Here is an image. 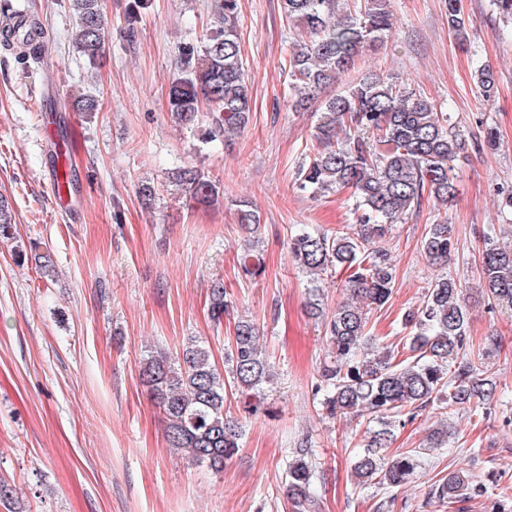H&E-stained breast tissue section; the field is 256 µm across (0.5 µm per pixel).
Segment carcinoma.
<instances>
[{
	"mask_svg": "<svg viewBox=\"0 0 512 512\" xmlns=\"http://www.w3.org/2000/svg\"><path fill=\"white\" fill-rule=\"evenodd\" d=\"M76 17L74 47L95 66L105 45L101 0H70ZM288 23L302 29L305 39L289 50L288 88L292 105L302 108L322 101L312 137L315 144L299 169L300 187L315 196L346 191L353 199L357 229L353 234L304 230L291 239L289 253L296 265L312 275L308 304L322 319L331 359L319 369L323 387L320 407L330 419L368 417L363 451L353 464L358 484L389 488L403 485L419 465V451H405L390 460L396 425L433 402L448 407L487 405L497 382L487 360L493 349L474 350L467 338L468 312L454 279L438 274L426 288L422 305L409 312L410 329L402 346L366 353L364 305L381 307L391 298L394 276L388 254L374 247L391 225L431 201L443 208L457 196L452 162L466 140L435 111L425 96L403 88L390 75L367 73L342 94L325 95L341 80L366 46L384 40L391 26L390 0H284ZM211 24L201 44L181 47L179 71L168 91L170 115L181 126L197 128L209 143L230 142L249 122L252 98L237 31L238 0H210ZM448 28L461 46L469 41L458 0H448ZM481 96L494 93L493 73L485 65L476 72ZM169 182L199 204L213 202L220 184L195 165L179 167ZM238 222L257 231L260 216L240 204ZM17 238L9 202L0 195V239ZM480 255V284L488 298L512 307V246L500 245L492 234ZM422 252L428 265L440 269L455 251L447 215L436 214L427 225ZM242 276H259L263 267L253 255L241 258ZM337 268L350 271L345 297L332 313L322 307L319 277ZM209 313L219 325L233 306L220 280L208 292ZM139 377L152 401L162 410L168 447L195 465L216 472L238 453L242 430L224 413L227 392L244 399L245 412L257 411L249 401L273 375L255 324L239 320L224 365L216 364L210 348L191 340L180 354L149 353ZM455 431L433 428L425 448H442ZM313 463L307 448H298L285 476L288 501L295 512H308ZM471 488L464 470L448 473L434 492L451 503Z\"/></svg>",
	"mask_w": 512,
	"mask_h": 512,
	"instance_id": "carcinoma-1",
	"label": "carcinoma"
}]
</instances>
